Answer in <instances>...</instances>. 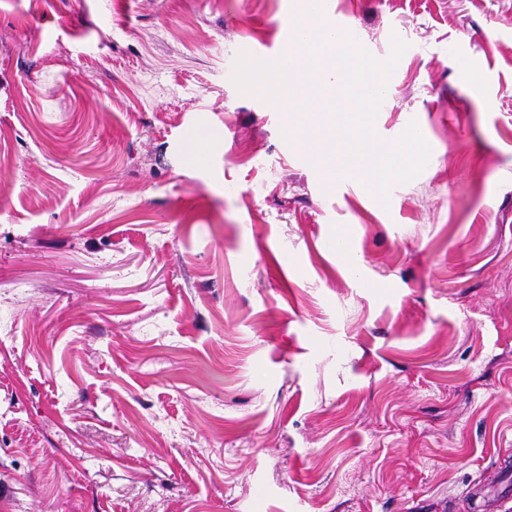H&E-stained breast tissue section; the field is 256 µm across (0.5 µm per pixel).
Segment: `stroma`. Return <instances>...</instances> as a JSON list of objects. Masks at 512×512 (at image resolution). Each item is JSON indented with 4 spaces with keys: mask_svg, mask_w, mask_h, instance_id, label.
<instances>
[{
    "mask_svg": "<svg viewBox=\"0 0 512 512\" xmlns=\"http://www.w3.org/2000/svg\"><path fill=\"white\" fill-rule=\"evenodd\" d=\"M297 9L0 0V512H512V0H331L385 206L231 81Z\"/></svg>",
    "mask_w": 512,
    "mask_h": 512,
    "instance_id": "35a3bbf8",
    "label": "stroma"
}]
</instances>
